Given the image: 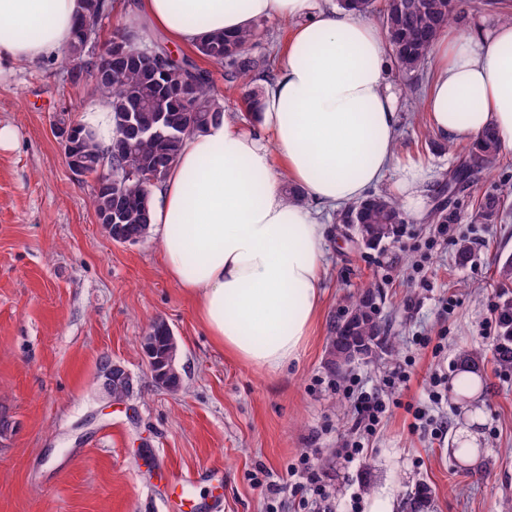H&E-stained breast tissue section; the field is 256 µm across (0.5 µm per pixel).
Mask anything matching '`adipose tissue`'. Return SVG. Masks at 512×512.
<instances>
[{"mask_svg":"<svg viewBox=\"0 0 512 512\" xmlns=\"http://www.w3.org/2000/svg\"><path fill=\"white\" fill-rule=\"evenodd\" d=\"M80 0H0V57L61 55ZM259 19L296 21L252 127L233 116L188 135L156 189L152 228L167 273L197 302L210 336L275 374L297 360L326 273L320 211L366 198L398 171L402 208L428 216L432 170L396 163L398 99L383 31L313 0H136L133 24L194 48L203 35ZM423 112L431 134L457 142L495 129L512 146V21L489 14L435 42ZM304 192L288 199L284 182Z\"/></svg>","mask_w":512,"mask_h":512,"instance_id":"obj_1","label":"adipose tissue"}]
</instances>
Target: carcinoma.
<instances>
[{
	"label": "carcinoma",
	"instance_id": "carcinoma-1",
	"mask_svg": "<svg viewBox=\"0 0 512 512\" xmlns=\"http://www.w3.org/2000/svg\"><path fill=\"white\" fill-rule=\"evenodd\" d=\"M376 2L338 0L340 8L361 17L376 12L381 15L386 49L401 75L419 70L430 60L435 41L461 8V0H385L381 8ZM112 9V0H82L79 17L100 25ZM259 34L260 23L256 22L240 33L205 35L194 48L196 56L224 66L225 81L243 90L241 106L249 116L259 111L263 95V88L254 85L256 78H267L273 72L271 55L251 53ZM104 53L112 54V75L93 81V92L111 100L112 144L102 148L91 136L81 150L91 162L87 176L92 181H97L104 169L120 177L119 195L93 192L95 215L112 212L111 237L131 235L141 241L151 228L153 190L178 162L184 137L220 121L224 105L213 95L206 70L191 57L176 54L161 43L147 48L133 42L128 34L116 31ZM61 67L74 84L93 77L98 67L77 25ZM500 147L497 132L485 130L448 172L444 186L450 190L465 188L480 173L497 167ZM500 206V197H487L475 218L482 224H491L498 219ZM338 219L355 225L360 236L376 244L391 239L396 227L405 222L399 203L383 194L349 206ZM459 219V211L443 205L433 212L437 224H455ZM495 281L501 288L512 287V258L497 267ZM377 299L378 290L371 283L349 297L345 318L329 338L327 363L331 369L349 366L346 349L362 337L368 338L373 348H395V342L384 335L375 320ZM498 327L492 358L507 370L512 368V298L500 307ZM141 349L157 359L161 369L164 355H177V340L171 338V328L165 320L157 319L151 324L141 340ZM459 360L460 373L474 377L481 374V354L463 350Z\"/></svg>",
	"mask_w": 512,
	"mask_h": 512
}]
</instances>
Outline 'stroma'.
<instances>
[{
	"label": "stroma",
	"mask_w": 512,
	"mask_h": 512,
	"mask_svg": "<svg viewBox=\"0 0 512 512\" xmlns=\"http://www.w3.org/2000/svg\"><path fill=\"white\" fill-rule=\"evenodd\" d=\"M398 94L397 156L434 172L431 206L460 210L448 241L436 226L407 216L394 238L371 247L353 242L346 224L326 234L324 302L298 361L275 375L241 363L217 346L194 300L168 275L160 244L113 241L98 224L93 182L76 178L52 130L61 112L81 118L96 96L71 84L59 58L0 62V127L15 142L0 149V417L13 425L0 438V512H366L374 498L401 512V499L424 486L425 512H500L512 499V370L486 364L474 398L432 403L431 377L453 387L461 350L490 352L488 323L502 292L499 261L512 257V196L494 224H476L477 201L512 185V147L467 196L442 192L457 152L427 142L412 106L429 88L431 66L390 74ZM467 240L471 251L458 261ZM378 289L377 320L397 353L374 349L344 374L327 367L328 339L349 295ZM164 319L178 342L179 391L153 380L140 347L150 324ZM134 378L132 395L110 403L97 380L101 357ZM406 364L410 380L385 386ZM358 378L390 403L383 427L366 439V457L346 463L338 450L354 432L345 388ZM446 422L432 438L412 429L408 406ZM478 410V465L454 453L471 410ZM329 459L325 499L298 489L288 470L301 456ZM203 469L222 481L182 486L175 476ZM280 494H273V487Z\"/></svg>",
	"instance_id": "obj_1"
}]
</instances>
